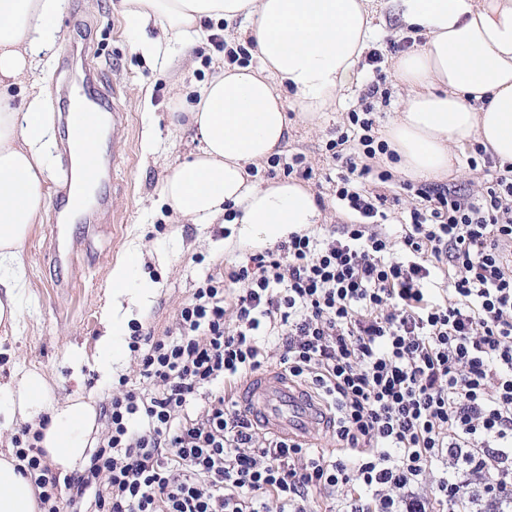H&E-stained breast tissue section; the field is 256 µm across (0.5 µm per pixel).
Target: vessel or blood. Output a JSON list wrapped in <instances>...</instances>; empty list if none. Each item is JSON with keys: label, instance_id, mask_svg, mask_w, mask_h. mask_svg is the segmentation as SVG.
<instances>
[{"label": "vessel or blood", "instance_id": "b4317fda", "mask_svg": "<svg viewBox=\"0 0 512 512\" xmlns=\"http://www.w3.org/2000/svg\"><path fill=\"white\" fill-rule=\"evenodd\" d=\"M65 97L80 100L79 113L83 117L81 125L76 126L57 144L64 160L80 157V172L65 170L59 179L55 197L61 204H81L85 196L100 181L105 159L99 154L86 153V138L98 136L104 116H111L113 123L124 120L120 108L110 101L99 87L95 72H88L85 82L76 87L65 89ZM99 231L98 225H86L79 237H67L62 222L50 224L48 232L47 255L53 266L68 267L70 279L64 280V287H74L81 279L78 257H90L91 244ZM240 402L249 409L255 423L280 435L300 439L316 430L331 427L333 417L328 414L302 386L292 382L278 368L247 377L240 387Z\"/></svg>", "mask_w": 512, "mask_h": 512}]
</instances>
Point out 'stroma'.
<instances>
[{"label": "stroma", "mask_w": 512, "mask_h": 512, "mask_svg": "<svg viewBox=\"0 0 512 512\" xmlns=\"http://www.w3.org/2000/svg\"><path fill=\"white\" fill-rule=\"evenodd\" d=\"M374 24V47L383 54L381 67L390 94L387 102L377 106V125L382 128L395 118L408 91L391 75L394 54L389 45L401 42L402 37L388 0H383ZM53 25V48L32 76L42 92L45 120L50 124L47 141L59 135L52 125L54 91L60 83L81 77L89 66L103 73L126 115L125 123L116 129V156L108 188L113 219L94 242L99 262L86 269L81 283L64 291L56 288V275L44 258L51 215L43 213L22 253L27 286L20 294L19 322L13 328L0 325V384L35 371L50 381L55 401H66L81 390L102 404L118 391L120 378L135 385L140 382L138 359L130 351L113 359L108 378L92 359L102 334V315L112 304L107 275L114 262L129 250L141 248V273L156 284L157 292L136 321L160 335L173 325L195 284L219 267L243 261L251 249L239 242L236 225L175 223L157 194L171 167L195 147L191 131L170 126L169 115L189 110L196 89L214 74L223 52L207 39L177 49L174 67L155 65L142 57L136 45L143 37L161 36L160 26L144 33L135 31L123 14L121 0H65ZM372 77L370 67H363L361 82L346 103L325 112L316 122L303 120L295 110L287 112L288 136L280 155L305 156L312 169L307 184L326 217L322 226L326 232L339 230L346 219L331 183L339 168L326 144L335 139L337 131L346 129L347 114L358 108L364 85ZM73 351L87 356L77 369L69 361Z\"/></svg>", "instance_id": "1"}]
</instances>
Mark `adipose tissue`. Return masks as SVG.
Listing matches in <instances>:
<instances>
[{
	"mask_svg": "<svg viewBox=\"0 0 512 512\" xmlns=\"http://www.w3.org/2000/svg\"><path fill=\"white\" fill-rule=\"evenodd\" d=\"M402 26L424 43L393 62L410 95L381 133L411 178H436L453 168V147L481 143L512 163V0H392ZM132 27L161 25L164 36L141 44L148 58L174 61L173 43L193 44L205 23L242 22L257 65H224L200 85L186 127L199 140L191 159L177 162L159 197L178 219L212 224L232 215L241 241L273 243L320 222L304 183L257 181L248 165L278 153L288 133L285 104L307 121L342 105L360 77L379 0H122ZM63 0H0V323H16L25 281L23 247L47 207L46 123L41 93L29 89L25 108L12 89L28 81L54 44L52 18ZM291 98L283 100L278 84ZM140 249L110 269L112 308L97 343L103 374L134 310L150 303L154 283L130 287ZM44 376L0 384V417L41 432L46 459L61 474L83 467L98 431L94 399L57 404ZM14 452L0 451V512H40L31 478L17 473Z\"/></svg>",
	"mask_w": 512,
	"mask_h": 512,
	"instance_id": "1",
	"label": "adipose tissue"
}]
</instances>
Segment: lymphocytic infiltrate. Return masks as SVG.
<instances>
[{"label":"lymphocytic infiltrate","instance_id":"lymphocytic-infiltrate-1","mask_svg":"<svg viewBox=\"0 0 512 512\" xmlns=\"http://www.w3.org/2000/svg\"><path fill=\"white\" fill-rule=\"evenodd\" d=\"M373 78L327 143L354 215L338 234L292 232L247 263L207 274L164 335L135 330L143 386L120 379L83 470L60 475L29 429L16 457L36 473L41 512H461L479 475L492 512H512V164L480 198L420 184L399 235L379 218L391 198L358 164L389 154ZM235 285L227 296L226 285ZM280 365L334 412L337 453L258 431L226 382Z\"/></svg>","mask_w":512,"mask_h":512}]
</instances>
